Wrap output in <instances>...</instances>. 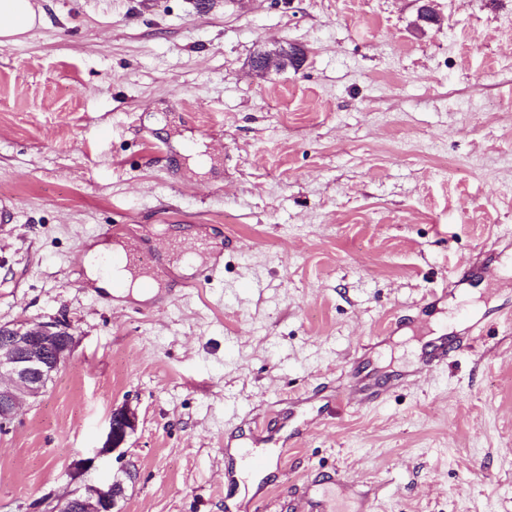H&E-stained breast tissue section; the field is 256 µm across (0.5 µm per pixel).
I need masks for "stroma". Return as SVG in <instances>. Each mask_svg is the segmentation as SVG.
I'll return each mask as SVG.
<instances>
[{"instance_id":"1","label":"stroma","mask_w":512,"mask_h":512,"mask_svg":"<svg viewBox=\"0 0 512 512\" xmlns=\"http://www.w3.org/2000/svg\"><path fill=\"white\" fill-rule=\"evenodd\" d=\"M34 2L44 23L0 46V323L79 342L0 432V512L68 494L81 458L121 512L261 489L287 512L296 488L325 512H512V0H433L427 27L421 0ZM274 45L301 67L256 75ZM124 224L156 298L84 273ZM189 250L223 274L197 284ZM465 312L482 347L421 367ZM353 374L399 386L348 404ZM121 406L137 427L98 455ZM258 420L272 465L228 484L225 439Z\"/></svg>"}]
</instances>
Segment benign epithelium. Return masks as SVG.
<instances>
[{"label": "benign epithelium", "instance_id": "1", "mask_svg": "<svg viewBox=\"0 0 512 512\" xmlns=\"http://www.w3.org/2000/svg\"><path fill=\"white\" fill-rule=\"evenodd\" d=\"M281 49L263 51L252 70L265 75L281 68ZM78 336L69 325L50 318L36 323H0V430L9 428L20 408L36 401L69 362ZM136 413L128 407L112 410L106 439L97 455L119 451L135 431ZM124 487L119 481L85 485L71 493L44 501L45 512H120Z\"/></svg>", "mask_w": 512, "mask_h": 512}]
</instances>
